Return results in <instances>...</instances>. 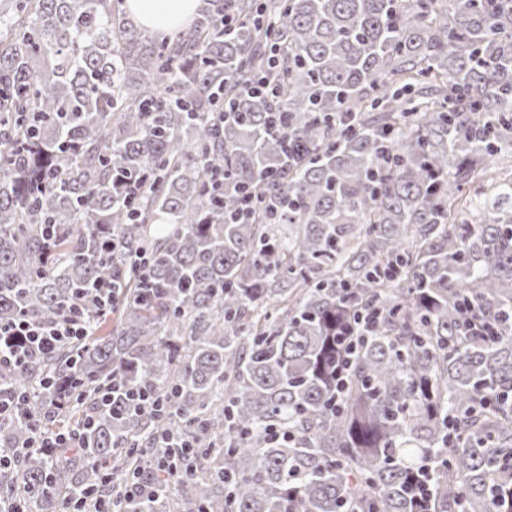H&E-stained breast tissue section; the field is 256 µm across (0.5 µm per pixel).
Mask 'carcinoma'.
<instances>
[{
	"mask_svg": "<svg viewBox=\"0 0 512 512\" xmlns=\"http://www.w3.org/2000/svg\"><path fill=\"white\" fill-rule=\"evenodd\" d=\"M125 2L0 0V323L122 284L88 341L0 370L36 414L42 379L84 382L55 461L0 423V497L512 512V0H202L161 41ZM112 382L164 409L98 410ZM167 429L194 448L176 485Z\"/></svg>",
	"mask_w": 512,
	"mask_h": 512,
	"instance_id": "1",
	"label": "carcinoma"
}]
</instances>
